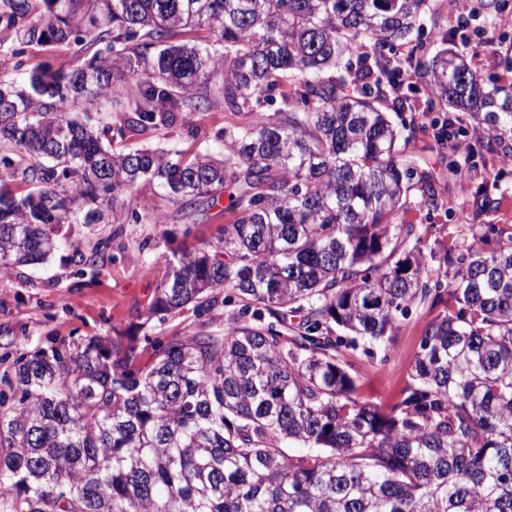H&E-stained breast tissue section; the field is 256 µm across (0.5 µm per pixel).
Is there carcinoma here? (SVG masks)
<instances>
[{
    "label": "carcinoma",
    "instance_id": "obj_1",
    "mask_svg": "<svg viewBox=\"0 0 512 512\" xmlns=\"http://www.w3.org/2000/svg\"><path fill=\"white\" fill-rule=\"evenodd\" d=\"M441 7L0 0L11 55L91 54L24 83L0 76V273L67 249L95 275L104 242L84 249L73 224L165 205L189 220L225 197L236 213L172 252L146 307L147 324L188 308L195 329L15 352L0 377L9 512H512V234L493 222L509 185L488 169L512 165V64L487 79L451 48L428 56L410 36ZM396 43L406 54L383 52ZM367 49L363 68L323 76ZM406 72L427 83L428 127L390 118L414 109ZM108 99L122 138L218 103L240 119L213 152L126 151L65 114ZM420 134L449 174H485L470 239L432 248L401 220L412 190L456 215L409 150ZM425 303L443 309L384 411L358 395L349 351L362 340L387 361L400 318Z\"/></svg>",
    "mask_w": 512,
    "mask_h": 512
}]
</instances>
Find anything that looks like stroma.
<instances>
[{"label": "stroma", "instance_id": "stroma-1", "mask_svg": "<svg viewBox=\"0 0 512 512\" xmlns=\"http://www.w3.org/2000/svg\"><path fill=\"white\" fill-rule=\"evenodd\" d=\"M494 38L493 53H480L477 62L489 75L500 74L512 61V8L504 18L487 24L475 17L467 32L470 44ZM74 48L31 45L22 59L0 53V72L24 79L25 66L39 64L66 71L75 63ZM80 118L95 127H107L113 145H163L171 149L198 151L215 144L228 124L237 122L235 114L217 106L199 112H186L161 132L140 139L120 140L116 130V111L111 103L82 105ZM407 220L427 225L426 244L470 236L468 224H450L444 211L427 212L410 207ZM231 209L212 210L208 219L193 224L165 216L163 223L151 221L103 224L99 239L105 240L95 276L76 277L66 252H58L45 263L22 266L0 277V348H32L54 337L76 340L86 336H109L113 331H136L150 302L157 274L166 264L171 250L179 244L210 239L220 226L232 223ZM430 305L413 307L389 344L388 364H381L380 352L359 345L350 354L361 397L380 406L395 403L408 384L411 363L419 349L425 324L435 317Z\"/></svg>", "mask_w": 512, "mask_h": 512}]
</instances>
